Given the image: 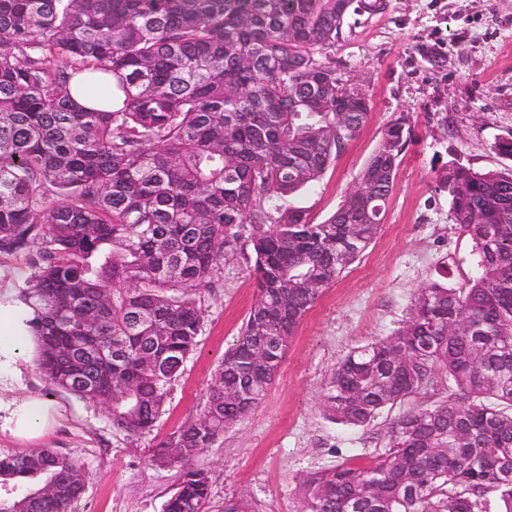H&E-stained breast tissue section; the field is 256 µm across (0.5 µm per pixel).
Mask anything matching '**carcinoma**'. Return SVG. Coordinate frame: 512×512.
<instances>
[{
	"label": "carcinoma",
	"instance_id": "1",
	"mask_svg": "<svg viewBox=\"0 0 512 512\" xmlns=\"http://www.w3.org/2000/svg\"><path fill=\"white\" fill-rule=\"evenodd\" d=\"M385 0H0V254L36 249L20 302L55 388L109 403L138 433L163 413L203 319L196 295L251 247L259 296L203 413L153 450L180 467L163 512H206L189 462L264 399L307 312L379 234L409 134L394 119L352 192L314 222L281 201L322 179L368 120L326 50ZM91 96L71 97L75 74ZM451 221L473 242L462 288L420 289L395 335L356 346L324 410L370 425L448 376V396L404 412L384 451L306 474L301 512H512V168L450 161ZM112 347V355L85 357ZM94 376L77 386L76 372ZM461 393V403L454 395ZM85 469L50 448L0 457V512H68ZM86 81L87 75L85 73L77 74L72 79L71 88L74 101L85 109H103L112 111V100L100 101L85 95L82 88Z\"/></svg>",
	"mask_w": 512,
	"mask_h": 512
}]
</instances>
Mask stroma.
Segmentation results:
<instances>
[{
    "mask_svg": "<svg viewBox=\"0 0 512 512\" xmlns=\"http://www.w3.org/2000/svg\"><path fill=\"white\" fill-rule=\"evenodd\" d=\"M327 57L366 93L368 121L323 179L287 197V207L322 222L394 119L406 117L412 136L375 243L309 310L266 398L192 459L209 476L207 512H224L232 497L251 501L256 512H298L303 475L383 450L402 407L364 428L337 423L324 411L327 381L353 347L402 327L419 288L439 279L461 288L474 276L473 243L452 224L448 195L437 187L441 168L453 160L477 170L512 164L490 149L512 133V0H388L382 13L346 29ZM253 263L250 249L237 250L214 286L198 293L197 345L152 430L130 434L113 425L107 402L55 390L28 350L0 398H42L59 416L31 442L0 431V456L50 448L79 460L85 489L70 512H162L179 470L154 464L152 450L203 412L224 353L258 298Z\"/></svg>",
    "mask_w": 512,
    "mask_h": 512,
    "instance_id": "obj_1",
    "label": "stroma"
}]
</instances>
